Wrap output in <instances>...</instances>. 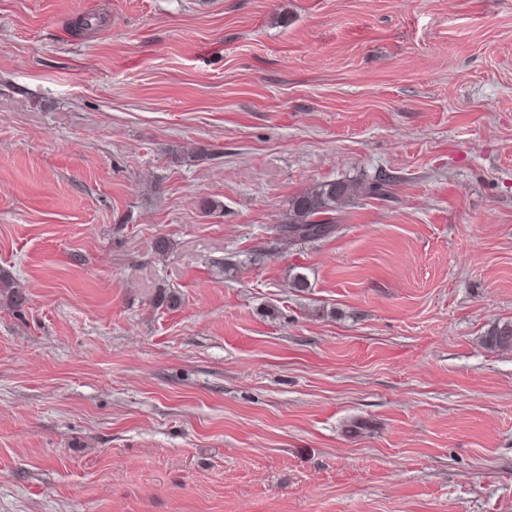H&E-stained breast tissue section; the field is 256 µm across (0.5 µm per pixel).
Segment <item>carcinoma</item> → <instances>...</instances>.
<instances>
[{
  "label": "carcinoma",
  "instance_id": "obj_1",
  "mask_svg": "<svg viewBox=\"0 0 512 512\" xmlns=\"http://www.w3.org/2000/svg\"><path fill=\"white\" fill-rule=\"evenodd\" d=\"M355 197L356 186L349 181L316 183L288 200V212L282 223L275 226L276 234L290 246L325 237L336 229V213ZM0 296L17 308L25 303L23 292L2 273ZM484 342L491 349L512 347V321L492 324Z\"/></svg>",
  "mask_w": 512,
  "mask_h": 512
}]
</instances>
